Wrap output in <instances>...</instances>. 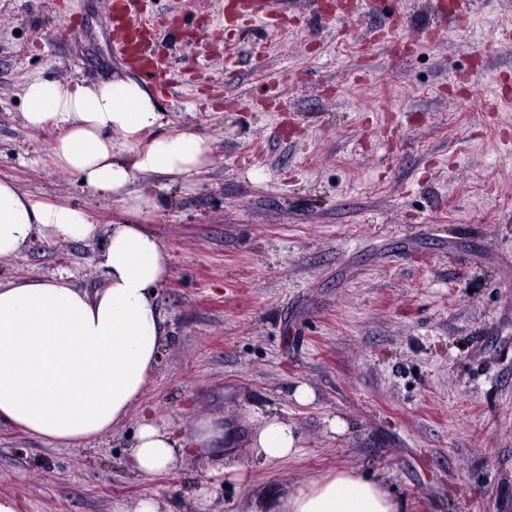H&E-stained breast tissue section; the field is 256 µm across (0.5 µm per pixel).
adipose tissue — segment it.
I'll return each mask as SVG.
<instances>
[{
  "label": "adipose tissue",
  "instance_id": "ef3b65f1",
  "mask_svg": "<svg viewBox=\"0 0 512 512\" xmlns=\"http://www.w3.org/2000/svg\"><path fill=\"white\" fill-rule=\"evenodd\" d=\"M26 126L57 131L46 162L111 196L137 223L100 231L84 210L23 190L0 176V258L35 238L91 242L106 233V284L95 293L63 278L0 283V421L40 440L80 446L115 430L139 401L167 339L157 296L172 256L141 219L162 211L174 192L194 184L209 164L211 136L168 128L158 94L127 75L87 85L31 79L23 89ZM252 455L265 463L298 451L296 426L253 407ZM232 434L202 417L178 430L143 417L130 465L156 477L220 449ZM251 512H417L384 480L339 469L291 491L265 492Z\"/></svg>",
  "mask_w": 512,
  "mask_h": 512
}]
</instances>
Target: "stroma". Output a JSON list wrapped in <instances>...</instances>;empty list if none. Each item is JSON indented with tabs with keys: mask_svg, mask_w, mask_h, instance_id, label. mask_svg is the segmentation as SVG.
I'll use <instances>...</instances> for the list:
<instances>
[{
	"mask_svg": "<svg viewBox=\"0 0 512 512\" xmlns=\"http://www.w3.org/2000/svg\"><path fill=\"white\" fill-rule=\"evenodd\" d=\"M136 2L155 32L149 77L121 55L107 0H0V174L102 231L35 240L0 259L1 283L103 287L104 232L127 218L46 165L56 131L24 124L30 78H144L170 128L214 140L200 182L151 220L172 255L157 297L169 336L140 400L81 447L0 421V495L28 512L147 494L171 512H249L347 468L427 512H512V46L498 42L512 0H473L440 36L425 0H370L317 28L296 5L273 26L227 21V0ZM300 384L311 402L292 399ZM255 405L296 424L294 458L253 459ZM146 411L235 438L148 478L129 464Z\"/></svg>",
	"mask_w": 512,
	"mask_h": 512,
	"instance_id": "obj_1",
	"label": "stroma"
}]
</instances>
